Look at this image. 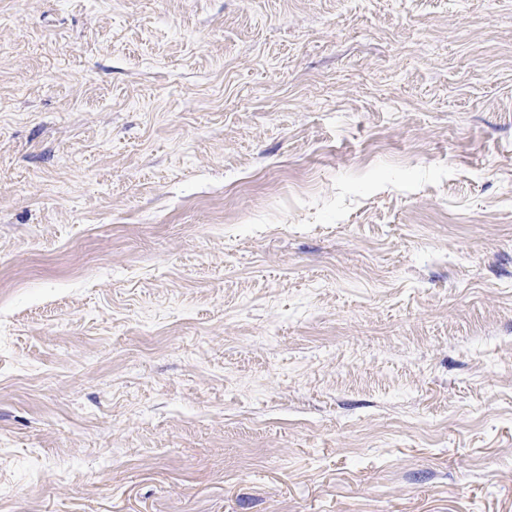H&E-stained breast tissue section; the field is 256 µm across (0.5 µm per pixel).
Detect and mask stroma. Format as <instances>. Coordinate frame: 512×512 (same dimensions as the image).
<instances>
[{
    "instance_id": "1",
    "label": "stroma",
    "mask_w": 512,
    "mask_h": 512,
    "mask_svg": "<svg viewBox=\"0 0 512 512\" xmlns=\"http://www.w3.org/2000/svg\"><path fill=\"white\" fill-rule=\"evenodd\" d=\"M0 512H512V0H0Z\"/></svg>"
}]
</instances>
